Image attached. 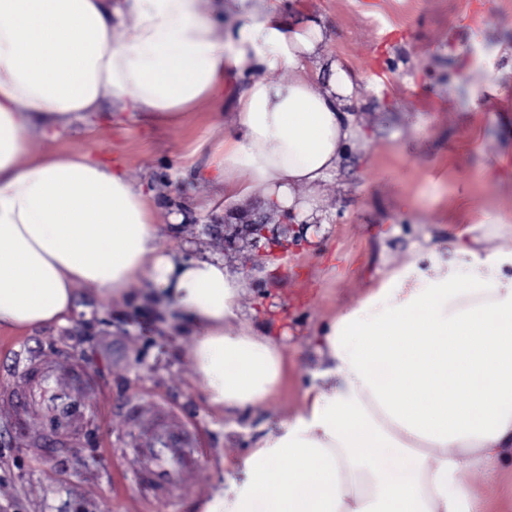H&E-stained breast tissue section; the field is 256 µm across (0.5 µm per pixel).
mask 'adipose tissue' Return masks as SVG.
<instances>
[{
	"mask_svg": "<svg viewBox=\"0 0 512 512\" xmlns=\"http://www.w3.org/2000/svg\"><path fill=\"white\" fill-rule=\"evenodd\" d=\"M238 4L225 27L224 0L207 16L199 0H0V329L68 324L80 283L118 298L148 283L188 332L219 415L271 400L288 364L276 339L244 327V279L164 251L152 195L120 157L35 142L95 129L107 98L115 123L179 126L233 86L211 147L218 201L259 189L294 223H323L297 190L336 177L360 140L355 87L325 59L318 19H287L286 0ZM453 246L466 275L427 241L440 275L391 271L319 329L326 363L301 409L231 463L242 482L192 512H494L464 476L490 484L512 463V250L488 249L469 224Z\"/></svg>",
	"mask_w": 512,
	"mask_h": 512,
	"instance_id": "1",
	"label": "adipose tissue"
}]
</instances>
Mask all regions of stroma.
Wrapping results in <instances>:
<instances>
[{
	"label": "stroma",
	"mask_w": 512,
	"mask_h": 512,
	"mask_svg": "<svg viewBox=\"0 0 512 512\" xmlns=\"http://www.w3.org/2000/svg\"><path fill=\"white\" fill-rule=\"evenodd\" d=\"M292 15L320 19L324 53L353 82L349 109L367 137L315 192L326 227L295 225L299 243L282 257L226 240L239 214L266 209L261 190L221 212L206 207L216 192L203 178L210 159L192 149L199 138H223L220 117L234 111L232 93L183 128L117 127L107 103L97 134L39 143L45 151H122L128 177L154 185L161 248L223 259L245 278L239 304L253 332L263 334L266 308L286 329L282 389L269 402L212 414L185 355L190 337L174 328L172 311L146 297L144 284L120 300L78 285L68 325L0 331V388L13 384L19 355L50 362L62 353L92 373L90 400L106 416L76 419L72 447L58 453L41 415L22 430L0 408V512H190L231 484L225 460L247 454L300 410L302 389L323 366L314 340L323 322L363 299L386 271L417 261L425 239H447L449 225H474L489 248H512V0H294ZM378 72L386 75L380 87ZM418 94L432 109L413 110ZM492 208L507 220L501 229L480 222ZM175 211L183 222L171 223ZM160 409L190 423L202 451L178 488H144L133 476L129 450Z\"/></svg>",
	"instance_id": "35a3bbf8"
}]
</instances>
